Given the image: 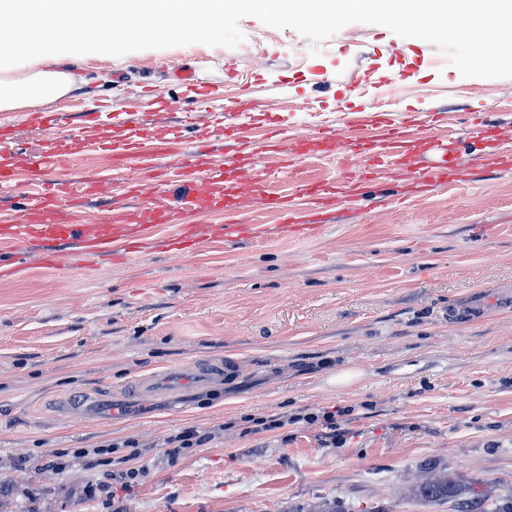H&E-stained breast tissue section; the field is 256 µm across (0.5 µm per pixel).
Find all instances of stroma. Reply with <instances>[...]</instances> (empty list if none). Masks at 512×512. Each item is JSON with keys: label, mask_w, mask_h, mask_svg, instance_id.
<instances>
[{"label": "stroma", "mask_w": 512, "mask_h": 512, "mask_svg": "<svg viewBox=\"0 0 512 512\" xmlns=\"http://www.w3.org/2000/svg\"><path fill=\"white\" fill-rule=\"evenodd\" d=\"M234 49L191 44L121 57L87 54L72 110L112 105L139 113L153 88L170 100L185 90L179 70L220 82L225 61L260 67L275 106L260 115L251 147L265 154L281 134L333 130L346 108L339 85L385 76L394 93L366 88L363 106L401 119L442 107L457 162L497 152L472 127L512 126V78H465L433 45L380 25L353 23L312 44L291 28L252 16ZM317 65L323 77L284 85ZM16 150L52 140L24 112H0ZM336 177L331 156L302 157L278 187ZM512 283V173L403 194L390 171L353 209L315 237L213 242L192 253H148L103 262L68 277L34 269L0 276V485L18 490L19 512H302L339 502L345 512H450V504L404 497L434 463L512 494V311L451 324L449 303ZM237 360L236 379L217 392L185 384L131 401L145 371L197 360ZM348 372L350 384L336 382ZM340 441L321 425L243 434L248 417H289L327 407ZM186 427L213 439L171 457L167 438ZM143 451L131 487L114 489L106 468L58 451L124 440ZM93 485L94 495L83 494Z\"/></svg>", "instance_id": "35a3bbf8"}]
</instances>
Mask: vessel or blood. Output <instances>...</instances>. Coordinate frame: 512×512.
Segmentation results:
<instances>
[{"mask_svg": "<svg viewBox=\"0 0 512 512\" xmlns=\"http://www.w3.org/2000/svg\"><path fill=\"white\" fill-rule=\"evenodd\" d=\"M180 78L186 95L180 103L182 125L194 128L198 137L183 141L173 136L161 142L148 133L137 138L110 142L97 134L98 113L88 115L79 138L58 134L61 117L58 113L32 116L33 124L54 132L51 152L21 158L6 130H0V274L15 275L30 264L60 274L65 272L71 257L84 260L112 258L126 262L139 260L149 250L191 251L203 239L220 238L232 242L241 238H260L267 234L263 224L250 223L248 216L237 213L240 201L250 199L258 190L254 171L266 177L285 175L289 157L304 156L306 147L292 145L288 149L271 150L261 157L251 152L243 141L255 129L254 118L242 104L230 102L224 108L223 136L231 142L230 161L207 155L205 147L212 138L209 129L211 113L208 102L217 89L198 80L188 72ZM340 94L349 108L347 133L338 137H321L327 153L337 156L341 165L358 157L376 159L380 166H402L409 188L428 189L441 184L443 175L407 164L406 152L413 140L427 139L426 122L406 118L395 121L381 112L363 113L354 85L341 88ZM82 146L111 158L109 171H87L81 176L63 178L75 147ZM162 163L167 176L154 191H146L143 171L154 163ZM26 172V183H18V172ZM357 186L346 179L344 187L315 185L309 188L310 204L297 207L287 197L269 191L264 195L272 208L281 232L303 237L322 232L325 213L337 198L353 200ZM98 194L115 200L117 209L131 210L125 224H114L111 217L88 212L73 217L80 201ZM11 206H4V199ZM224 210L223 225L188 223V215L205 209ZM485 300L473 295L449 308L450 321L461 323L479 318ZM240 367L231 361L194 363L175 370L169 381H193L218 386L238 375ZM161 381L149 374L133 380L128 393L138 399L156 395Z\"/></svg>", "mask_w": 512, "mask_h": 512, "instance_id": "1", "label": "vessel or blood"}]
</instances>
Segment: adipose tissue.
Masks as SVG:
<instances>
[{
	"mask_svg": "<svg viewBox=\"0 0 512 512\" xmlns=\"http://www.w3.org/2000/svg\"><path fill=\"white\" fill-rule=\"evenodd\" d=\"M223 15L224 0H73L67 8L58 7L56 0H40L38 13L19 16L9 35L0 34V56L11 55L22 44L38 48L58 38L81 44L89 24L105 29L111 39L130 29L216 34ZM55 62L54 56L43 55L36 71H0V112L35 109L79 90L72 72L56 68Z\"/></svg>",
	"mask_w": 512,
	"mask_h": 512,
	"instance_id": "obj_1",
	"label": "adipose tissue"
}]
</instances>
